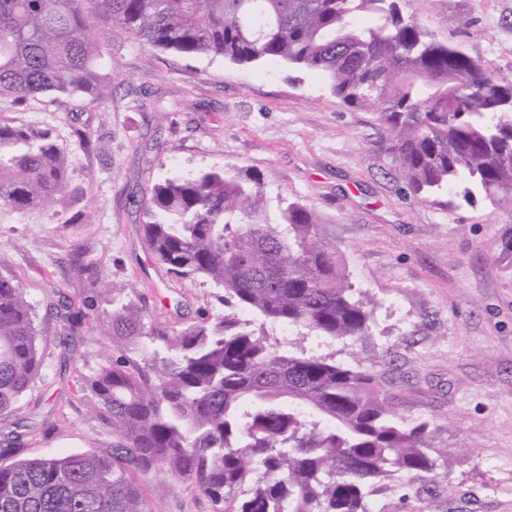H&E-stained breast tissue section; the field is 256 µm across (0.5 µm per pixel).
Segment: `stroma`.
Listing matches in <instances>:
<instances>
[{"label": "stroma", "instance_id": "35a3bbf8", "mask_svg": "<svg viewBox=\"0 0 512 512\" xmlns=\"http://www.w3.org/2000/svg\"><path fill=\"white\" fill-rule=\"evenodd\" d=\"M437 41L460 46L512 79V0H400ZM109 47L111 97L101 107L61 97L0 117L52 132L69 158L66 199L18 210L0 204V275L20 281L38 318L40 376L24 393L27 457L101 451L116 437L89 414L84 378L102 350L108 287L142 299L171 330L209 309L215 288L155 263L143 198L166 176L243 168L265 183L267 207L299 201L343 254L355 287L378 305L354 339L308 337V353L364 360L406 424L429 422L437 467L381 481L370 512H512V258L496 254L512 211L413 197L389 155L376 112L345 105L317 74L257 61L184 56L140 44L86 9ZM96 279L73 275L75 260ZM99 298L74 347L46 307L59 295ZM141 477L150 512H212L187 482Z\"/></svg>", "mask_w": 512, "mask_h": 512}]
</instances>
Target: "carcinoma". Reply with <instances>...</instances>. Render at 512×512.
Returning a JSON list of instances; mask_svg holds the SVG:
<instances>
[{
	"mask_svg": "<svg viewBox=\"0 0 512 512\" xmlns=\"http://www.w3.org/2000/svg\"><path fill=\"white\" fill-rule=\"evenodd\" d=\"M87 1L153 47L318 71L344 104L378 112L409 193L512 210V79L437 42L398 0H0V97L110 98ZM67 173L50 131L0 119L1 204L60 202ZM265 195L246 170L171 174L149 189L155 261L212 283L218 307L171 333L146 302L113 304L109 354L84 385L117 441L19 458L23 434L8 433L0 512H148L138 477L156 470L213 512H367L375 482L435 471L429 424L398 417L364 362L300 345L364 335L377 301L351 283L312 211L293 201L272 218ZM97 303L62 298L47 315L78 336ZM35 320L19 281L1 276L0 414L40 373Z\"/></svg>",
	"mask_w": 512,
	"mask_h": 512,
	"instance_id": "carcinoma-1",
	"label": "carcinoma"
}]
</instances>
